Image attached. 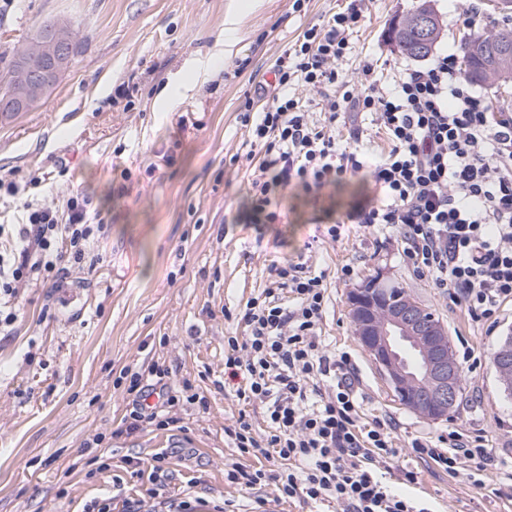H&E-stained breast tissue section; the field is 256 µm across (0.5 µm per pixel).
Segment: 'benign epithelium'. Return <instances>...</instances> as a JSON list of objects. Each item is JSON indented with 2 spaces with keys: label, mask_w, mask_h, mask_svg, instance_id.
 Here are the masks:
<instances>
[{
  "label": "benign epithelium",
  "mask_w": 512,
  "mask_h": 512,
  "mask_svg": "<svg viewBox=\"0 0 512 512\" xmlns=\"http://www.w3.org/2000/svg\"><path fill=\"white\" fill-rule=\"evenodd\" d=\"M44 65L24 68L9 110L22 112L40 99L46 87L71 66L73 47L58 33L35 46ZM382 274L349 292L348 308L354 335L378 366L394 392L407 400L416 413L441 420L455 406L460 385V369L448 344V332L417 301L406 298L393 304L375 291ZM410 343L419 357V367L411 370L401 362L400 342ZM500 383L512 388V338L501 343L493 354Z\"/></svg>",
  "instance_id": "7a95c632"
}]
</instances>
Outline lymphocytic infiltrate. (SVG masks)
<instances>
[{"label": "lymphocytic infiltrate", "instance_id": "obj_1", "mask_svg": "<svg viewBox=\"0 0 512 512\" xmlns=\"http://www.w3.org/2000/svg\"><path fill=\"white\" fill-rule=\"evenodd\" d=\"M365 10L366 0H350L308 27L276 59L273 81L246 97L240 119L249 136L248 221L278 223L288 190L316 201L345 177L361 176L373 192L342 214L325 210L330 240L345 238L354 224L397 229L418 274L475 326L494 325L512 302V113L493 111L475 93L453 52L392 81L369 60L353 75L340 72ZM315 110L324 112L323 122L312 119ZM345 112L368 114L384 130L389 149L375 162L358 149L362 130L352 132L350 144L337 140L336 120ZM88 206L73 196L62 208L38 207L0 248V329L17 321L21 289L86 265L94 234ZM269 275V288L242 312L243 337H229L224 355L225 381L236 382L239 400L261 405L267 429L257 434L241 418L226 434L240 456H275L285 466L269 475L236 465L230 481L251 489L270 480L282 498L332 500L343 512H422L403 492L418 475L395 468L391 424L362 423L360 388L342 371L347 354L321 342L326 272L286 261ZM168 375L155 364L131 374L129 430L144 421L171 424ZM411 451L478 489L494 465L484 436L457 430L441 446L414 440Z\"/></svg>", "mask_w": 512, "mask_h": 512}]
</instances>
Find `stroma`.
<instances>
[{"instance_id": "obj_1", "label": "stroma", "mask_w": 512, "mask_h": 512, "mask_svg": "<svg viewBox=\"0 0 512 512\" xmlns=\"http://www.w3.org/2000/svg\"><path fill=\"white\" fill-rule=\"evenodd\" d=\"M415 0H369L366 18L339 62L352 73L373 58L388 77L415 66L390 29ZM232 0H0V52L25 44L46 20L77 22L81 48L35 110L0 121V225L21 223L26 205L64 206L89 196L88 221L105 227L90 248L93 267L61 287L25 289L11 335H0V512H308L279 498L274 483L248 490L229 481L239 459L225 430L246 416L264 432L263 411L224 384L225 341L243 336L239 311L267 285L270 265L297 257L327 270L322 336L350 355L362 418L394 425V464L417 471L407 493L430 512H512V498L477 490L414 456L413 439L454 428L484 434L512 462V396L491 363L512 334V303L492 329L473 327L404 261L398 232L358 231L331 242L319 211L288 197L283 224L246 223L243 170L232 161L248 132L239 119L247 93L289 43L347 0H256L232 51L224 28ZM193 84L180 96L182 84ZM363 129L368 159L389 149L367 114L339 116L336 133ZM37 176L38 186L28 183ZM354 268L352 278L342 267ZM383 274L400 283L448 330L462 368V405L427 419L401 404L355 339L350 290ZM170 369L179 404L169 428L124 432L132 408L122 375L148 364ZM205 396L207 408L183 402ZM169 453L164 476L150 463Z\"/></svg>"}]
</instances>
